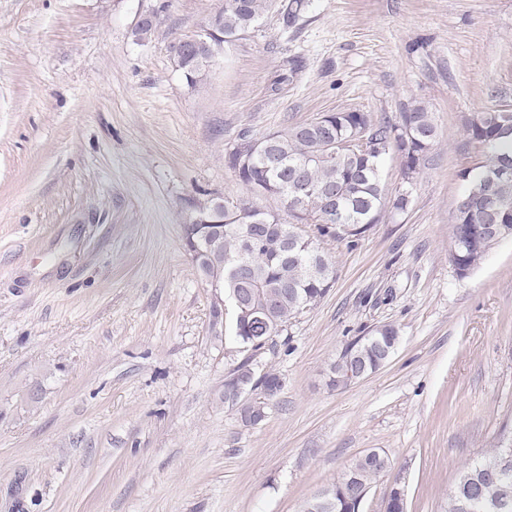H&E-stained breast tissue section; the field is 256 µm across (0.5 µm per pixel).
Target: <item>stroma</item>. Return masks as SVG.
Returning a JSON list of instances; mask_svg holds the SVG:
<instances>
[{
    "mask_svg": "<svg viewBox=\"0 0 512 512\" xmlns=\"http://www.w3.org/2000/svg\"><path fill=\"white\" fill-rule=\"evenodd\" d=\"M223 3L0 0V512H301L372 449L390 467L363 512L399 485L406 512H448L459 472L512 430V237L468 278L448 261L481 160L466 125L512 106V0H310L189 84L168 44ZM417 104L438 136L410 207L356 246L325 238L333 287L263 348L229 309L211 335L183 212L246 198L226 161L242 137ZM383 324L389 362L330 388L329 363ZM243 362L284 382L254 426L224 398Z\"/></svg>",
    "mask_w": 512,
    "mask_h": 512,
    "instance_id": "stroma-1",
    "label": "stroma"
}]
</instances>
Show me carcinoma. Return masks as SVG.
<instances>
[{
  "mask_svg": "<svg viewBox=\"0 0 512 512\" xmlns=\"http://www.w3.org/2000/svg\"><path fill=\"white\" fill-rule=\"evenodd\" d=\"M308 0H224L210 18L213 36L229 43L253 29L262 16L275 10L287 26L293 25ZM471 141L483 149L452 215L450 240L459 241L454 263L457 273L477 268L491 251L483 233L496 223V203H512V110L492 107L477 113L467 124ZM437 137L432 113L418 105L402 113L400 124L376 122L366 112H325L316 118L269 133L243 138L229 153L228 166L251 198L237 204H217L218 198L191 199L219 237L224 258L206 260L200 268L224 281V290L236 287L235 276L222 261L236 260L247 273L252 305L267 310L266 320L249 323L247 336H275L306 306L316 305L336 280L334 263L320 247L332 237L354 247L371 225L378 223L385 206L405 211L411 202L407 189L387 197L382 181L385 158L403 157V176L409 185L420 174ZM274 197L283 204L288 220L255 205L253 198ZM312 224L316 234L304 235L298 225ZM375 366L378 353L366 337L355 338L330 364L329 385L341 387L339 378L348 353ZM361 484L371 487L386 471L356 459ZM499 501L497 512H512V436L502 433L500 447L478 456L461 471L448 497V512H486L485 500ZM358 498L336 488L333 512H358Z\"/></svg>",
  "mask_w": 512,
  "mask_h": 512,
  "instance_id": "carcinoma-1",
  "label": "carcinoma"
}]
</instances>
